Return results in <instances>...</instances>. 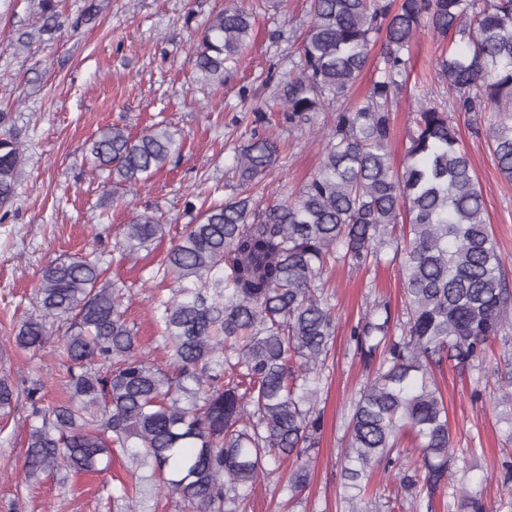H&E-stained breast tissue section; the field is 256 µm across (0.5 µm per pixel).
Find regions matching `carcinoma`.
<instances>
[{"instance_id": "carcinoma-1", "label": "carcinoma", "mask_w": 512, "mask_h": 512, "mask_svg": "<svg viewBox=\"0 0 512 512\" xmlns=\"http://www.w3.org/2000/svg\"><path fill=\"white\" fill-rule=\"evenodd\" d=\"M39 33L62 28L55 0H41ZM464 45L448 46L441 75L466 112L512 99V0H312L298 61L278 81L281 123L311 128L336 103L321 167L293 202L263 205L253 188L276 165L281 144L253 132L237 157L238 192L186 225L164 260L171 296L155 301V325L169 355L149 361L122 310V288L104 277L95 256L51 262L35 293L37 313L21 319L12 339L40 351L57 322L68 324L59 356L66 397L45 402L44 383L25 389L30 409L22 484L65 473H102L120 451L148 462L163 497L179 512H240L264 478L269 459H294L291 498L310 484L303 456L321 428L318 392L335 338L334 308L317 282L338 264L365 268L399 262L407 320L392 333L389 303L378 302L351 326L369 381L350 404L345 486L363 493L373 472L402 465L406 436L417 459L402 485L415 512H434V497L452 512H487L481 498L455 482L456 452L448 409L434 368L481 358L491 337L512 320L506 259L484 219L485 203L469 153L448 113L425 90L416 98L402 169L392 166V103L402 90L409 49L422 24ZM255 25L234 3L207 21L195 47V69L222 85L238 69ZM384 48L380 76L364 100L347 94ZM497 167L512 179V126L493 129ZM180 151L167 127L140 136L106 126L87 148L92 171L145 184ZM23 152L0 137V208L15 196ZM152 213L120 228L133 255L164 235ZM18 394L0 378V412ZM119 512H138L143 477L129 470Z\"/></svg>"}]
</instances>
